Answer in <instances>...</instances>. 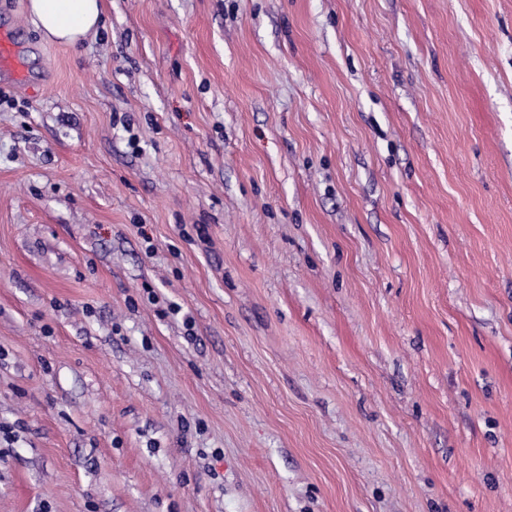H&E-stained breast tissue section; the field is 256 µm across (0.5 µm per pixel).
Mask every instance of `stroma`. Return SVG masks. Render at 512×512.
I'll use <instances>...</instances> for the list:
<instances>
[{
  "instance_id": "1",
  "label": "stroma",
  "mask_w": 512,
  "mask_h": 512,
  "mask_svg": "<svg viewBox=\"0 0 512 512\" xmlns=\"http://www.w3.org/2000/svg\"><path fill=\"white\" fill-rule=\"evenodd\" d=\"M0 23V512H512V0ZM0 69L9 70L20 83H23L27 76L18 36L11 30L0 29Z\"/></svg>"
}]
</instances>
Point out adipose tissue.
Returning <instances> with one entry per match:
<instances>
[{
  "label": "adipose tissue",
  "instance_id": "1",
  "mask_svg": "<svg viewBox=\"0 0 512 512\" xmlns=\"http://www.w3.org/2000/svg\"><path fill=\"white\" fill-rule=\"evenodd\" d=\"M36 26L52 41L74 45L100 20V0H28Z\"/></svg>",
  "mask_w": 512,
  "mask_h": 512
}]
</instances>
